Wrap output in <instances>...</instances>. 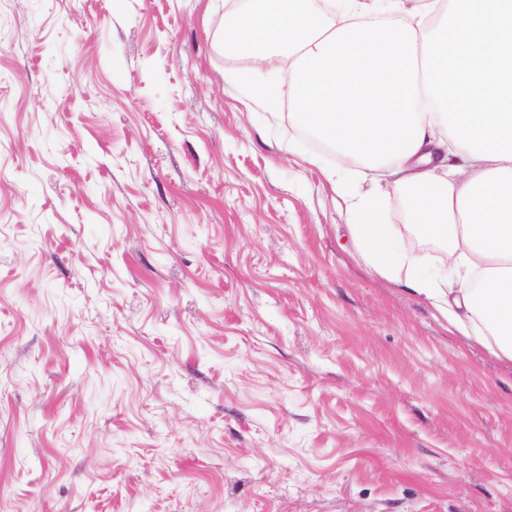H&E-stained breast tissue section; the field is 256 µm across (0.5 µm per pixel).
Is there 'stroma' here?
Returning <instances> with one entry per match:
<instances>
[{"instance_id":"obj_1","label":"stroma","mask_w":512,"mask_h":512,"mask_svg":"<svg viewBox=\"0 0 512 512\" xmlns=\"http://www.w3.org/2000/svg\"><path fill=\"white\" fill-rule=\"evenodd\" d=\"M244 2L0 0V512H512V362L228 80Z\"/></svg>"}]
</instances>
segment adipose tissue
I'll list each match as a JSON object with an SVG mask.
<instances>
[{
	"instance_id": "obj_1",
	"label": "adipose tissue",
	"mask_w": 512,
	"mask_h": 512,
	"mask_svg": "<svg viewBox=\"0 0 512 512\" xmlns=\"http://www.w3.org/2000/svg\"><path fill=\"white\" fill-rule=\"evenodd\" d=\"M259 0L229 10L221 44L252 65L232 81L253 86L266 112L289 104L296 126L380 175H402L405 213L419 236L447 244L449 270L474 284L448 300L417 276L424 259L400 250L382 193L330 181L353 216L349 231L374 268L422 294L463 335L512 361V0H448L403 11L401 0ZM288 66V87L256 83Z\"/></svg>"
}]
</instances>
